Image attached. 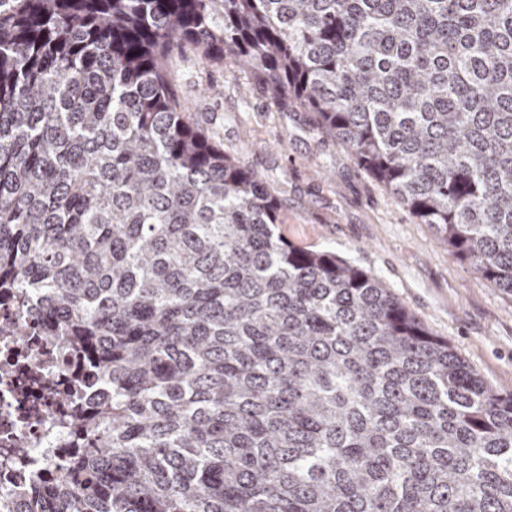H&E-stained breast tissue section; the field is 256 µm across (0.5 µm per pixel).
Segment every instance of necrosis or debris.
Listing matches in <instances>:
<instances>
[{
    "label": "necrosis or debris",
    "mask_w": 512,
    "mask_h": 512,
    "mask_svg": "<svg viewBox=\"0 0 512 512\" xmlns=\"http://www.w3.org/2000/svg\"><path fill=\"white\" fill-rule=\"evenodd\" d=\"M79 371V350L45 338L38 300L0 298V502L53 476L86 441L75 419L88 402L68 398Z\"/></svg>",
    "instance_id": "4bbe7bcc"
}]
</instances>
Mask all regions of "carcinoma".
<instances>
[{
  "mask_svg": "<svg viewBox=\"0 0 512 512\" xmlns=\"http://www.w3.org/2000/svg\"><path fill=\"white\" fill-rule=\"evenodd\" d=\"M173 43L314 113L512 295V0H0V289L84 354L95 442L11 512H512V393L280 235Z\"/></svg>",
  "mask_w": 512,
  "mask_h": 512,
  "instance_id": "1",
  "label": "carcinoma"
}]
</instances>
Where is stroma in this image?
<instances>
[{"label": "stroma", "mask_w": 512, "mask_h": 512, "mask_svg": "<svg viewBox=\"0 0 512 512\" xmlns=\"http://www.w3.org/2000/svg\"><path fill=\"white\" fill-rule=\"evenodd\" d=\"M167 78L189 121L267 181L285 239L370 271L487 383L512 392V296L441 247L313 113L273 99L230 55L174 48Z\"/></svg>", "instance_id": "1"}]
</instances>
